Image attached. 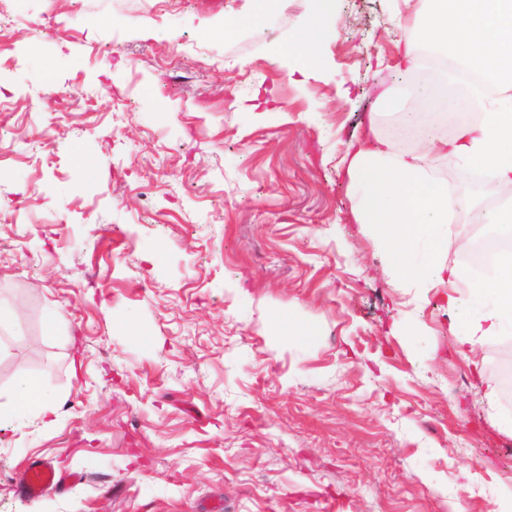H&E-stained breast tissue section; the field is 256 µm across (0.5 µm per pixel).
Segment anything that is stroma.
Masks as SVG:
<instances>
[{
	"label": "stroma",
	"instance_id": "stroma-1",
	"mask_svg": "<svg viewBox=\"0 0 512 512\" xmlns=\"http://www.w3.org/2000/svg\"><path fill=\"white\" fill-rule=\"evenodd\" d=\"M4 9L0 394L55 412L0 421V512H497L512 338L454 351L444 288L350 221V143L421 90L394 0ZM33 460L62 482L28 498ZM29 408H36L43 415L55 411L50 396L36 380L20 377L15 382L9 398V410L4 418L14 417Z\"/></svg>",
	"mask_w": 512,
	"mask_h": 512
}]
</instances>
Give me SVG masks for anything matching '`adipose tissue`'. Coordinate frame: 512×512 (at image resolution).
<instances>
[{
    "label": "adipose tissue",
    "instance_id": "1",
    "mask_svg": "<svg viewBox=\"0 0 512 512\" xmlns=\"http://www.w3.org/2000/svg\"><path fill=\"white\" fill-rule=\"evenodd\" d=\"M400 27L405 70L419 68L429 51L475 73L482 112L452 137L425 135L421 147L409 152L382 140L352 144L344 158L348 182L359 196L351 218L372 234L401 280L427 288L449 283L448 332L475 345L512 331V253L495 259L489 278L443 263L459 189L432 178L428 164L450 154L462 167L490 171L499 195L486 221L512 232V0H422L413 22ZM30 408L46 415L54 405L36 380L18 378L8 414Z\"/></svg>",
    "mask_w": 512,
    "mask_h": 512
}]
</instances>
